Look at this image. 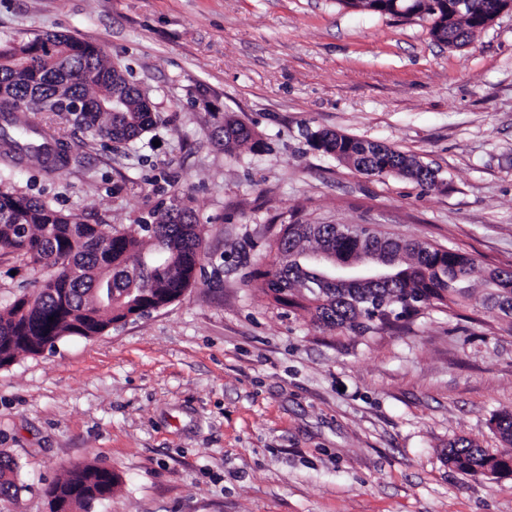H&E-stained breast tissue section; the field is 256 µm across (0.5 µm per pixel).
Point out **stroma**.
Here are the masks:
<instances>
[{"mask_svg":"<svg viewBox=\"0 0 512 512\" xmlns=\"http://www.w3.org/2000/svg\"><path fill=\"white\" fill-rule=\"evenodd\" d=\"M430 22L343 0H0V44L67 34L99 47L165 122L129 146L73 127L79 162L13 186L137 232L179 196L204 270L174 303L0 368V451L23 487L0 512H48L76 465L118 481L101 512H512V476L445 460L500 449L512 334L432 309L400 332L318 327L272 303L259 270L281 225L371 224L455 247L474 285L512 266V9L462 48ZM261 139L225 151L224 115ZM330 129L438 169L425 192L312 149ZM496 431L505 448L490 452L467 438H457L448 444L445 453L448 465L466 476L485 477L487 471L500 467L497 455L500 451L510 454L512 461V412H502L494 418ZM486 478V477H485Z\"/></svg>","mask_w":512,"mask_h":512,"instance_id":"1","label":"stroma"}]
</instances>
